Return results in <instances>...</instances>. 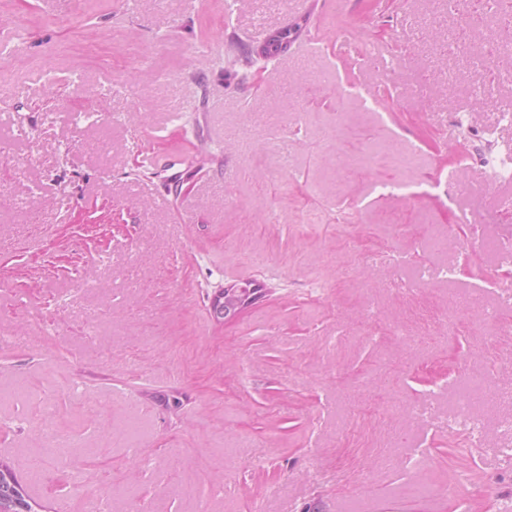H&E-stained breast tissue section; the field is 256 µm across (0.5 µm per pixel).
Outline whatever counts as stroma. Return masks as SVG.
Instances as JSON below:
<instances>
[{
  "instance_id": "35a3bbf8",
  "label": "stroma",
  "mask_w": 512,
  "mask_h": 512,
  "mask_svg": "<svg viewBox=\"0 0 512 512\" xmlns=\"http://www.w3.org/2000/svg\"><path fill=\"white\" fill-rule=\"evenodd\" d=\"M506 10L0 0V458L44 512H512ZM298 31L297 27H289L268 36L262 44L261 55L263 58H273L283 53L297 37ZM291 34H294V37L289 39ZM265 290L257 280L229 282L211 296L209 314L220 324L234 322L257 303Z\"/></svg>"
}]
</instances>
